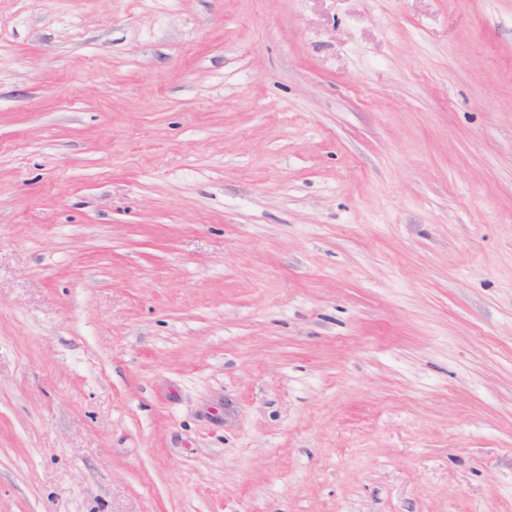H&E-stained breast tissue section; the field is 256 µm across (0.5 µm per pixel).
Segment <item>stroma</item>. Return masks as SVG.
Here are the masks:
<instances>
[{"label":"stroma","mask_w":512,"mask_h":512,"mask_svg":"<svg viewBox=\"0 0 512 512\" xmlns=\"http://www.w3.org/2000/svg\"><path fill=\"white\" fill-rule=\"evenodd\" d=\"M0 512H512V0H0Z\"/></svg>","instance_id":"obj_1"}]
</instances>
